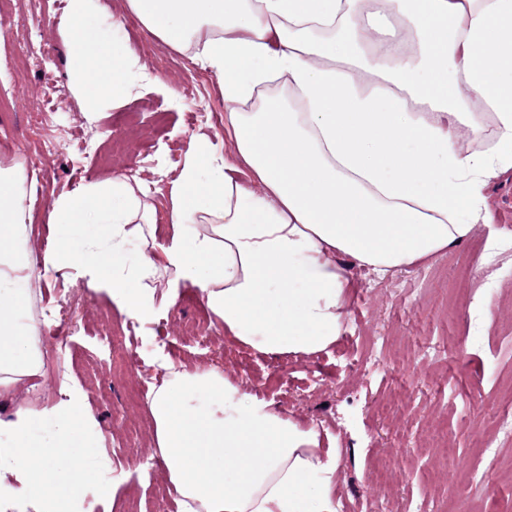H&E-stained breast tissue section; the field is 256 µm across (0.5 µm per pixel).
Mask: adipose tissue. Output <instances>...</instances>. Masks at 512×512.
Listing matches in <instances>:
<instances>
[{
  "label": "adipose tissue",
  "instance_id": "obj_1",
  "mask_svg": "<svg viewBox=\"0 0 512 512\" xmlns=\"http://www.w3.org/2000/svg\"><path fill=\"white\" fill-rule=\"evenodd\" d=\"M90 0H67L62 25L76 45L71 86L93 85L101 63L121 83L132 66L120 43L84 30ZM170 46L224 82L229 130L254 188L203 134L192 135L170 190L169 233L157 242L140 185L115 175L59 195L49 221L76 224L80 251L32 261L18 242L36 184L0 168V387L42 376L40 324L24 288L35 267H81L127 319L151 321L195 288L217 332L265 355L306 357L334 345L351 286L340 256L378 277L443 253L483 220L489 179L512 170V0H127ZM287 74L299 112L242 106ZM486 111H470L462 89ZM490 139L461 153L460 128ZM111 227L102 245L91 227ZM136 244L135 263L119 262ZM115 255L104 265L106 255ZM167 285L155 293L156 282ZM210 397L196 402L198 393ZM148 411L154 444L180 512H337L338 454L320 431L285 417L237 379L172 368ZM33 413L0 420V501L79 512L78 484L56 473L80 461L32 440Z\"/></svg>",
  "mask_w": 512,
  "mask_h": 512
}]
</instances>
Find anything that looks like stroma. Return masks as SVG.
I'll return each instance as SVG.
<instances>
[{"label": "stroma", "instance_id": "35a3bbf8", "mask_svg": "<svg viewBox=\"0 0 512 512\" xmlns=\"http://www.w3.org/2000/svg\"><path fill=\"white\" fill-rule=\"evenodd\" d=\"M67 0H40L0 16V95L12 109L0 119V168L43 156L35 166L37 192L28 244L34 254L80 250L72 226L49 225L52 199L86 183L124 174L143 180L157 240L168 230L170 182L190 136L208 133L230 162H238L224 128V85L193 64L191 50L171 48L125 7V0H92L87 27L102 43L121 41L137 61L131 94L101 98L86 115L84 98L69 89L73 43L58 28ZM120 26H113V19ZM36 37L45 63L21 65L17 34ZM52 105L66 135L41 155L35 116ZM195 112L206 113L192 121ZM487 223L470 238L419 264L376 280L350 265L347 315L335 345L307 358L264 355L224 340L213 361L205 344L215 337L211 315L195 289L180 286L177 303L137 326L136 353L146 364L158 355L176 364L216 365L252 395L270 400L304 427L329 433L338 450V512H500L512 499V442L497 441L500 420L512 418V172L490 181ZM88 275L68 268L29 287L32 316L54 312L60 289L85 300L87 331L54 364L43 365L33 392L0 388V419L25 406L36 414L35 440L62 441L84 459L81 477L60 471L58 481L80 479L86 512H114L133 502L153 512L169 485L162 463L152 476L139 465L153 457L154 426L147 407L127 408V359L101 354L106 328L126 319L105 294L86 288ZM207 324L190 336L182 322ZM79 393L95 421L57 438L49 412L61 397ZM488 402L482 417L470 407ZM498 442L497 464L482 448Z\"/></svg>", "mask_w": 512, "mask_h": 512}]
</instances>
